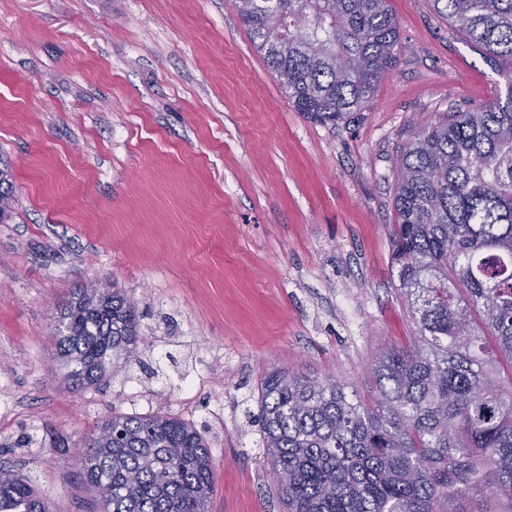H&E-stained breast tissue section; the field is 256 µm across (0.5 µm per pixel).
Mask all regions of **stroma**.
<instances>
[{"label":"stroma","mask_w":512,"mask_h":512,"mask_svg":"<svg viewBox=\"0 0 512 512\" xmlns=\"http://www.w3.org/2000/svg\"><path fill=\"white\" fill-rule=\"evenodd\" d=\"M238 0H0V461L62 512H92L79 447L112 414L205 435L208 512H285L260 446L275 367L364 389L403 343L388 224L393 160L449 104L505 91L429 0H390L397 61L371 110L323 125L289 102ZM143 315L140 360L69 390L60 302L94 280ZM158 368L147 376L142 366ZM10 177L9 163L0 158V221L10 216L13 206L14 193Z\"/></svg>","instance_id":"1"}]
</instances>
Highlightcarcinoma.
<instances>
[{
	"label": "carcinoma",
	"instance_id": "cac0c4a2",
	"mask_svg": "<svg viewBox=\"0 0 512 512\" xmlns=\"http://www.w3.org/2000/svg\"><path fill=\"white\" fill-rule=\"evenodd\" d=\"M498 65L505 94L457 104L395 157L387 225L398 297L413 325L381 349L370 389L276 368L260 382L262 448L286 512H512V0H430ZM253 45L308 118L346 124L373 106L396 62L388 0H238ZM0 158V221L14 201ZM53 339L65 381L103 385L139 357L137 302L108 283L77 289ZM99 512H207L204 435L167 414L113 415L82 451ZM0 512H60L0 466Z\"/></svg>",
	"mask_w": 512,
	"mask_h": 512
}]
</instances>
